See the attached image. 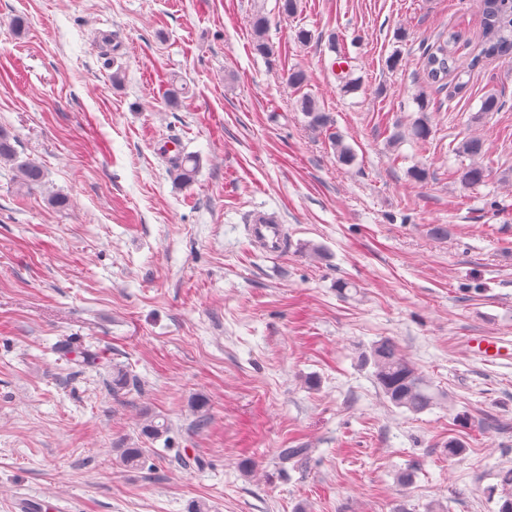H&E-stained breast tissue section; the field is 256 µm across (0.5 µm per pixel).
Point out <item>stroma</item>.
Here are the masks:
<instances>
[{"label":"stroma","mask_w":512,"mask_h":512,"mask_svg":"<svg viewBox=\"0 0 512 512\" xmlns=\"http://www.w3.org/2000/svg\"><path fill=\"white\" fill-rule=\"evenodd\" d=\"M480 20V0H302L293 18L278 0H0V129L45 172L29 191L0 164V512L22 492L62 512H498L512 357L481 361L468 339L512 342V62L460 91L423 76L439 34L469 52ZM295 67L354 165L297 109ZM175 82L188 93L172 111ZM423 91L428 144L390 148L378 111L407 128ZM490 93L502 108L479 115ZM470 135L494 160L476 188L448 175ZM172 142L199 160L189 185ZM255 210L284 224L287 253L250 240ZM385 337L431 409L379 390L364 357ZM116 366L138 381L117 397ZM148 412L167 438L142 436ZM451 438L466 445L452 460ZM120 442L146 448L142 468L116 465ZM298 444L306 460L280 459Z\"/></svg>","instance_id":"1"}]
</instances>
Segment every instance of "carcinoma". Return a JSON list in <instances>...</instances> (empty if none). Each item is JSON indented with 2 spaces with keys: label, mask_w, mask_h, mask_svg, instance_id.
Masks as SVG:
<instances>
[{
  "label": "carcinoma",
  "mask_w": 512,
  "mask_h": 512,
  "mask_svg": "<svg viewBox=\"0 0 512 512\" xmlns=\"http://www.w3.org/2000/svg\"><path fill=\"white\" fill-rule=\"evenodd\" d=\"M254 33L253 50L259 54L271 51L266 38L268 20L262 14H255L251 20ZM459 34L451 32L448 37H440L431 45L424 57V71L431 84L444 83L448 79L455 80L456 89L461 91L466 83L461 81L462 74L478 67L483 60L490 58L512 59V0H482L481 35L477 49L470 53L467 65L459 63L456 56ZM421 115L415 119L408 133L396 129L389 138L393 141L405 137L414 143L424 144L429 141L432 127L426 112L429 101L421 94L416 99ZM297 106L307 118L308 126L320 133L328 134L339 163L351 165L356 160L353 149L346 145L343 138L329 132L330 117L321 106L319 100L306 93L297 100ZM458 156L471 159V163L458 169L461 181L470 187L483 185L489 175V166L485 164L487 152L484 140L479 136H470L456 147ZM0 162L10 166L16 173L21 186L35 189L42 185L45 174L40 165L30 159L19 157L12 143V137L0 130ZM198 169L197 158L188 155L175 164V179L183 184L193 181ZM370 361L373 377L382 394L397 408H405L413 413H421L434 405V396L429 392L428 385L418 367L405 357L396 342L384 338L375 342L370 350ZM136 386L129 379L127 372L117 369L112 372V393L119 394ZM168 430L165 421L152 416L145 420L141 428L142 434L152 440L163 436ZM146 449L122 447L119 462L126 468L137 469L142 464Z\"/></svg>",
  "instance_id": "1"
}]
</instances>
